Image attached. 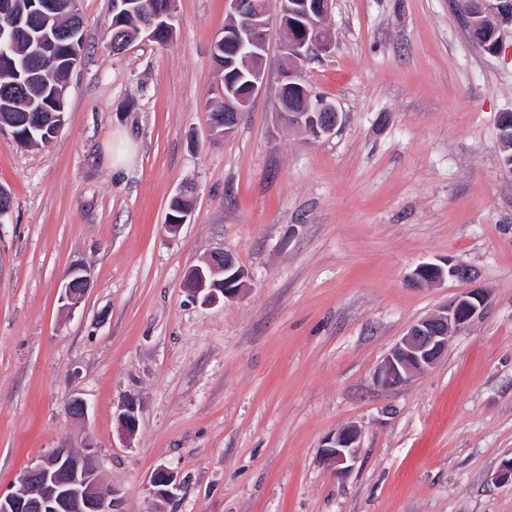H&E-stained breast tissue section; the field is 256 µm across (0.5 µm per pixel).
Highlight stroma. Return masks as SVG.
Instances as JSON below:
<instances>
[{"mask_svg":"<svg viewBox=\"0 0 512 512\" xmlns=\"http://www.w3.org/2000/svg\"><path fill=\"white\" fill-rule=\"evenodd\" d=\"M175 5L172 39L116 54L112 0H78L64 126L42 147L0 132V491L50 449L89 444L112 512H512V483L494 480L512 457V173L497 147L512 38L483 51L459 0H334L332 46L304 65L334 132L289 125L272 76L224 137L206 107L224 0ZM118 129L135 152L116 170ZM218 251L249 277L205 306L183 283ZM449 263L473 279L414 283ZM75 266L91 283L71 310ZM477 284L485 314L433 368L377 382L412 324ZM76 393L88 419L65 411ZM349 424L360 457L341 479L322 445ZM119 421L123 435L128 439L132 438L139 427L138 406L133 399H129L122 404Z\"/></svg>","mask_w":512,"mask_h":512,"instance_id":"1","label":"stroma"}]
</instances>
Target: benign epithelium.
Returning a JSON list of instances; mask_svg holds the SVG:
<instances>
[{
	"label": "benign epithelium",
	"instance_id": "obj_1",
	"mask_svg": "<svg viewBox=\"0 0 512 512\" xmlns=\"http://www.w3.org/2000/svg\"><path fill=\"white\" fill-rule=\"evenodd\" d=\"M231 21L224 26V41L236 47L233 56L225 59L226 67L237 65L243 58L248 77L244 91L233 94L232 85H224L218 95L230 105V113L224 120L212 125L214 131L230 135L261 91L267 69L269 10L261 9L258 0H227ZM280 23L283 30L295 25L293 19L308 23L306 36L296 40H284L281 44L279 68L281 103H286L288 91L293 89L303 97H311L305 71L299 64L329 50L332 39L328 30L320 24L331 13L333 0H277ZM462 12L469 16L476 11L481 16L493 18L504 24L512 20V0H461ZM174 0L166 2L164 10L142 22L143 32L155 39L160 33L174 32ZM17 41L15 28L0 31V63L9 65ZM339 121L334 104L324 102L313 116V133L320 138L332 133ZM434 279L445 276L472 278L469 269L450 265L448 268L433 266ZM72 280L62 285V299L70 309L78 307L90 285V274L83 267L69 271ZM247 272L236 269L233 255L217 252L199 265L191 267L184 287L189 295L205 306L220 300L234 298L243 287ZM489 302V291L472 288L454 298L437 313L413 324L377 371V381L390 386H401L419 374L432 368L447 352L453 335L467 327L482 314ZM66 413L73 419L88 416L86 401L74 395L66 406ZM119 421L123 435L132 438L139 427L137 403L129 399L120 409ZM361 433L354 425L345 426L328 436L322 452L333 466L336 477L348 476L359 458ZM155 494L161 498L170 496L176 488V475L166 467L158 468L152 478ZM0 512H112V502L101 492L98 478L97 455L93 447L53 448L37 457L19 476L18 488L8 494L0 493Z\"/></svg>",
	"mask_w": 512,
	"mask_h": 512
}]
</instances>
